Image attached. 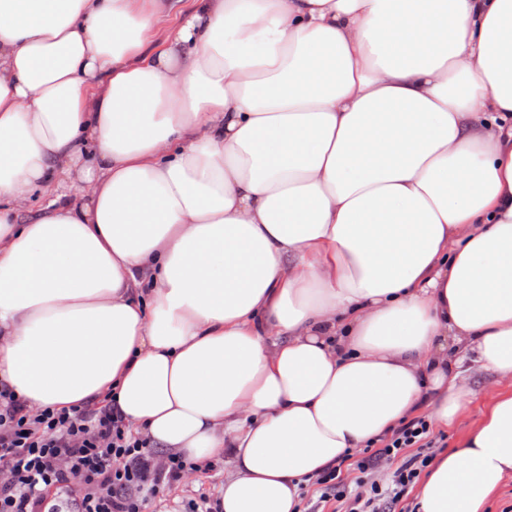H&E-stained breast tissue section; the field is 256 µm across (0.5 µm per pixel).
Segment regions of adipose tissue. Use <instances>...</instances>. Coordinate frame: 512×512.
<instances>
[{
    "mask_svg": "<svg viewBox=\"0 0 512 512\" xmlns=\"http://www.w3.org/2000/svg\"><path fill=\"white\" fill-rule=\"evenodd\" d=\"M182 2L0 0V381L229 459L223 512H298L476 379L416 497L485 512L512 475V0Z\"/></svg>",
    "mask_w": 512,
    "mask_h": 512,
    "instance_id": "ef3b65f1",
    "label": "adipose tissue"
}]
</instances>
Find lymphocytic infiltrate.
<instances>
[{
  "label": "lymphocytic infiltrate",
  "instance_id": "lymphocytic-infiltrate-1",
  "mask_svg": "<svg viewBox=\"0 0 512 512\" xmlns=\"http://www.w3.org/2000/svg\"><path fill=\"white\" fill-rule=\"evenodd\" d=\"M438 442L416 417L357 451L348 464L318 474L316 499L304 512H396L430 467ZM397 461L387 484L376 472ZM192 467L163 456L129 433L109 406L98 402L72 411H31L0 382V512H41L42 493L55 487L80 493V512H143L149 495L179 482Z\"/></svg>",
  "mask_w": 512,
  "mask_h": 512
}]
</instances>
